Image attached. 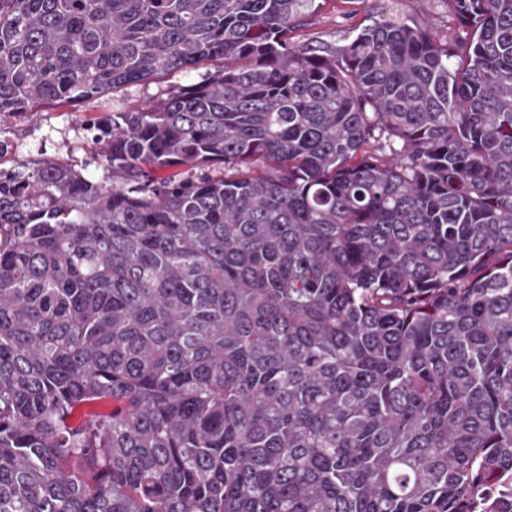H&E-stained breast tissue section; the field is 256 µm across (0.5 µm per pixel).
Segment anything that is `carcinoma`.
<instances>
[{"mask_svg":"<svg viewBox=\"0 0 512 512\" xmlns=\"http://www.w3.org/2000/svg\"><path fill=\"white\" fill-rule=\"evenodd\" d=\"M327 2L0 0L35 128L221 62L0 139V512H512V0ZM395 11L402 17L428 23L442 32L448 27V34L456 28L455 22L436 0H355L352 3L336 0V4L331 2L310 16L305 26L295 30L293 36L300 44L339 48L348 42L359 26ZM213 66L214 65L212 63H206L203 66H200L199 70H188L174 78H170L168 76L161 77L155 80L153 83L147 85L146 88L133 87L125 89L114 95L113 102L117 107L131 106L135 103H138L140 100H144L148 96L159 93L162 89L165 88V85L170 84L171 82H179L181 84L197 82L199 80L200 74L203 73L207 67L213 68ZM94 105H96L95 102L85 103L80 107L54 104L45 105L41 108V112H44L42 115L43 125L41 129L35 133H29L27 131L29 125L26 120L10 126L8 129L9 132L6 135L19 146V151L16 153L15 159L22 160L23 157L27 159L28 154L35 155L39 147V142L45 137H47V140L45 141V149L43 146V150H45L48 155H54L58 152L64 154L66 149L63 148L61 142L64 136L52 130L64 132V130L67 129L65 125L67 117L60 116V113L74 112L72 114L73 116L84 117V112H94ZM18 155L19 157H17Z\"/></svg>","mask_w":512,"mask_h":512,"instance_id":"cac0c4a2","label":"carcinoma"}]
</instances>
